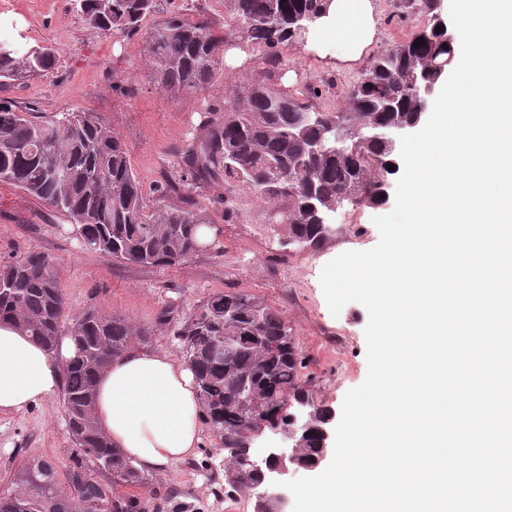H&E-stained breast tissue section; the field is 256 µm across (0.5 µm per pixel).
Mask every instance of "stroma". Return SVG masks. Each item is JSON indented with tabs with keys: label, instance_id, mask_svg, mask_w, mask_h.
I'll return each mask as SVG.
<instances>
[{
	"label": "stroma",
	"instance_id": "obj_1",
	"mask_svg": "<svg viewBox=\"0 0 512 512\" xmlns=\"http://www.w3.org/2000/svg\"><path fill=\"white\" fill-rule=\"evenodd\" d=\"M376 37L363 56L346 60L312 37L280 46L275 87L299 94L318 90L314 106L328 112L345 108L346 93L382 50L408 38L426 18L399 13L393 0H375ZM207 20L223 26L227 0H165L162 14L147 16L144 28L162 17ZM0 39L29 49L54 50V68L25 81L0 79V101L37 120L71 110L93 113L125 143L148 209L193 201L210 220L213 246L185 261L146 267L112 260L84 248L66 216L21 189L0 182V265L30 252L50 255L63 288L67 318L92 308L149 330L146 349L185 359L186 349L172 330L217 294L237 291L263 300L284 321L304 358L302 380L316 405L340 413L346 393L367 376L365 327L368 313L359 303L332 315L320 277L326 263L347 252L338 232L316 249L287 244L284 225L269 223L272 201L223 179L195 185L182 167L181 152L200 135V115L223 111L237 87L254 79V52L240 47V65L220 59L217 80L198 93L172 94L151 77L142 36L107 37L90 26L73 0H0ZM181 185L167 190L168 181ZM46 459L57 470V489L72 498L69 479L75 465L110 485L112 478L92 460H78L63 400L56 397L8 415L0 414V491L28 463ZM141 512H240L252 496L230 490L224 481V438L204 427L197 453L165 470L147 473L129 487Z\"/></svg>",
	"mask_w": 512,
	"mask_h": 512
}]
</instances>
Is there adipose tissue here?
<instances>
[{
  "label": "adipose tissue",
  "mask_w": 512,
  "mask_h": 512,
  "mask_svg": "<svg viewBox=\"0 0 512 512\" xmlns=\"http://www.w3.org/2000/svg\"><path fill=\"white\" fill-rule=\"evenodd\" d=\"M317 41L359 57L375 34L371 0H330L315 25ZM71 339L56 352L10 324H0V413L52 399L62 386ZM94 417L113 446L148 472L196 453L202 409L193 373L171 354L134 349L111 361L96 385Z\"/></svg>",
  "instance_id": "1"
}]
</instances>
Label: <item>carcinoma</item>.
Returning <instances> with one entry per match:
<instances>
[{
	"label": "carcinoma",
	"instance_id": "1",
	"mask_svg": "<svg viewBox=\"0 0 512 512\" xmlns=\"http://www.w3.org/2000/svg\"><path fill=\"white\" fill-rule=\"evenodd\" d=\"M235 25L217 33L211 22L188 23L171 16L146 32L152 76L166 91L196 93L211 86L227 33L250 46L273 49L295 39L293 28L323 12L325 0H230ZM85 20L105 34L133 37L143 20L161 12V0H75ZM429 18L405 41L376 55L348 91L342 112L316 111L311 104L270 85L274 55L254 57L257 77L236 91L224 117L204 121L206 134L182 154L195 180L224 178V184L252 189L277 206L271 224L288 228L289 243L318 247L327 238L321 217L346 202L387 201L395 171L394 153L374 133L407 123L421 111L416 80L439 82L452 49L436 31L435 0H398ZM424 45L417 47V38ZM55 65L49 47L20 50L0 40V78L18 81ZM345 142L332 151L331 126ZM0 181L8 182L66 215L83 246L121 262L171 266L205 247L197 228L209 223L203 211L185 206L149 211L140 182L120 137L88 112L34 122L7 102L0 103ZM65 298L53 260L40 252L0 266V322H12L52 350L62 336ZM186 346L198 386L204 421L224 428V480L243 491L255 489L259 474L244 464L250 455L247 433L260 418L271 426H293L296 409H306L308 431L299 437L298 463L314 465L321 451L320 428L329 414L316 406L300 379L304 361L288 327L259 298L241 292L212 296L174 331ZM148 332L130 322L88 309L72 320L74 356L63 368V402L77 451L112 473L113 484L137 485L141 475L94 419L95 388L108 363L132 350ZM234 353L221 354L225 337ZM247 378L251 397L237 396ZM78 500L57 490L54 465L29 464L0 494V512H80L107 499L103 484L82 469L73 474ZM136 499L112 496V512H138Z\"/></svg>",
	"mask_w": 512,
	"mask_h": 512
}]
</instances>
